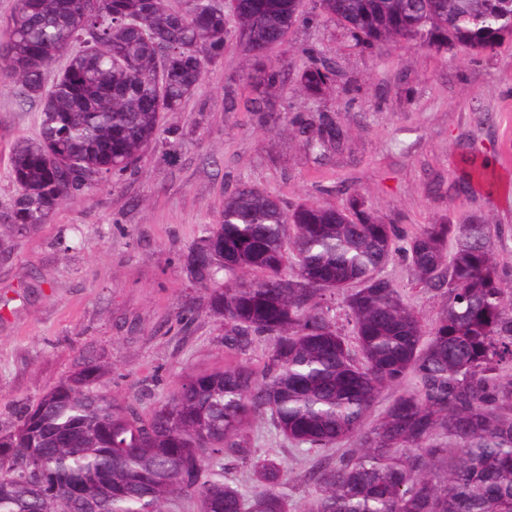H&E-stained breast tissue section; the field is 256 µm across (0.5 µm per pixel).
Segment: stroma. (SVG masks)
<instances>
[{
    "instance_id": "1",
    "label": "stroma",
    "mask_w": 512,
    "mask_h": 512,
    "mask_svg": "<svg viewBox=\"0 0 512 512\" xmlns=\"http://www.w3.org/2000/svg\"><path fill=\"white\" fill-rule=\"evenodd\" d=\"M313 56L335 67L334 94L297 91ZM282 63L291 87L252 111L249 61L228 41L183 110L165 116L182 133L176 148L157 143L120 179L82 192L31 233L0 227V432L80 354L111 365L105 391L138 400L145 415L185 373L223 367L224 321L206 311L184 258L242 184L288 204L343 207L360 196L405 241L441 216L459 224L480 215L498 229L494 257L512 281V40L477 58L459 47L364 49L340 25L310 19L289 32ZM39 117L38 103L0 84V212L16 193L12 148L35 137ZM324 119L340 137L307 150L298 125ZM470 158L490 163L493 191L463 185ZM384 274L431 325L446 303L441 292L415 284L400 257ZM189 308L195 317L180 320ZM249 434L258 457L286 470L289 498L303 512L310 491L295 479L305 451L265 418Z\"/></svg>"
}]
</instances>
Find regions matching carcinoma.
<instances>
[{
  "label": "carcinoma",
  "instance_id": "obj_1",
  "mask_svg": "<svg viewBox=\"0 0 512 512\" xmlns=\"http://www.w3.org/2000/svg\"><path fill=\"white\" fill-rule=\"evenodd\" d=\"M313 18L361 46L479 55L512 38V0H316ZM305 20L302 0H15L0 79L41 113L37 136L13 147L16 193L0 223L30 232L158 141L176 146L165 114L181 111L230 38L263 93L284 88L277 52ZM300 84L336 91L332 64L310 58ZM464 180L494 188L483 167ZM493 232L476 216L427 224L400 249L397 226L356 196L288 207L238 187L187 256L232 360L184 377L147 416L102 391L98 366L77 363L0 432V512H166L180 499L199 512H290L286 472L255 457L247 432L264 415L306 446L304 512H512V286ZM400 250L417 283L447 298L427 332L383 274ZM258 338L270 342L259 370L243 359ZM408 377L415 388L368 421L380 392ZM345 440L353 447L330 453ZM226 457L250 466V496L224 481Z\"/></svg>",
  "mask_w": 512,
  "mask_h": 512
}]
</instances>
